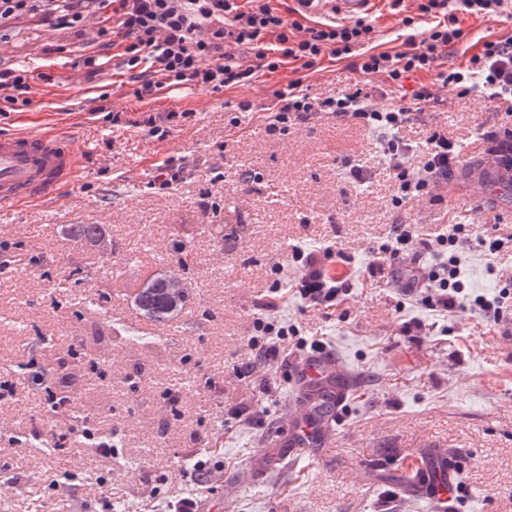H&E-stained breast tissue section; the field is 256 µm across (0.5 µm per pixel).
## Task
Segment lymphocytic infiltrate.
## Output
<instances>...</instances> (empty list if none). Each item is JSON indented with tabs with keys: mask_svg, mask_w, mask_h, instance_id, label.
<instances>
[{
	"mask_svg": "<svg viewBox=\"0 0 512 512\" xmlns=\"http://www.w3.org/2000/svg\"><path fill=\"white\" fill-rule=\"evenodd\" d=\"M390 2L392 9L402 13L404 25L419 23L423 29L402 50L370 54L358 50L374 31L366 18L306 25L285 16L271 0H98V5L112 12L111 26L102 28L101 33L119 37L124 46V64L139 83L134 94L140 99L185 84L214 91L243 87L284 65L295 63L300 69L311 70L329 57L349 60L352 69L379 78L385 86L402 84L418 73H432L457 97L479 93L512 112V35L484 41L466 65L445 64L467 36L462 26L464 18L484 19L510 11L512 0ZM78 3L0 0V20L29 12L48 26L75 28L84 21ZM245 49L251 51L250 59H243L241 52ZM432 97L431 88L422 83L410 97L387 106L371 103L359 88L319 100L310 97L298 78L289 81L286 90L277 92L272 121L284 126L327 112L377 130L383 158L406 200L447 179L459 156L455 143L436 130L428 139L421 166H409L410 148L399 139L398 132L425 111ZM414 235L411 225H394L390 244L382 248L392 265V276L401 282L403 295L421 297L428 310L441 314L465 299L485 321L497 323L512 316V287L502 286L491 298L468 291L459 271L460 252L467 243L460 229L437 236V246L447 255L439 266L425 272L399 267L400 257ZM334 255L330 245L312 251L293 247V262L305 268L295 285L305 306L329 310L341 304L345 283L324 269L325 260Z\"/></svg>",
	"mask_w": 512,
	"mask_h": 512,
	"instance_id": "1",
	"label": "lymphocytic infiltrate"
}]
</instances>
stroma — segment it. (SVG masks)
<instances>
[{
	"label": "stroma",
	"mask_w": 512,
	"mask_h": 512,
	"mask_svg": "<svg viewBox=\"0 0 512 512\" xmlns=\"http://www.w3.org/2000/svg\"><path fill=\"white\" fill-rule=\"evenodd\" d=\"M376 51L402 49L412 34L385 0L368 11ZM101 18L54 29L25 14L0 25V69L28 70L31 105L0 112V134L55 127L81 157L59 200L0 208V383L12 394L0 407L12 432L57 441L52 458L0 437V489L8 512H178L193 497L199 512H512V321L486 326L469 308L443 316L398 295L391 276L369 277L373 250L390 239L395 218L420 237L453 224L470 238L512 234V184L476 193L504 156L493 132L512 118L478 96L434 85L424 114L404 127L419 164L432 130L459 147L445 184L393 201L398 185L384 164L380 138L356 120L329 114L268 127L274 90L302 79L314 97L361 85L346 62L317 71L287 65L251 85L212 91L190 84L137 99L119 47L100 36ZM453 60L463 63L483 37L512 33V14L464 23ZM181 180L161 186L162 163ZM258 174L255 182L244 173ZM75 224H102L112 237L111 278L92 273L100 248L74 242ZM334 242L344 255L326 262L348 275L351 292L333 316L303 307L296 295L268 309L277 267L291 248ZM181 274L189 290L173 321L137 310L142 283L161 270ZM461 275L473 293L493 295L512 279V249L464 254ZM108 298L112 322L128 342L112 340L76 297ZM294 324L289 354L268 363L251 347L257 319ZM77 336L86 358L109 350L111 384L88 366L75 368L73 413L44 414L56 385L41 336ZM322 354L349 383L346 402L298 452L294 376ZM27 363L14 378L16 363ZM248 373H241L242 364ZM144 375L138 390L124 379ZM248 410V423L233 409ZM109 419L121 436L112 454L87 447L84 423ZM427 455L444 458L465 490L439 508L428 488L412 492L392 473ZM205 462L202 481L195 465Z\"/></svg>",
	"instance_id": "35a3bbf8"
}]
</instances>
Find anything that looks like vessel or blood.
Here are the masks:
<instances>
[{"label": "vessel or blood", "mask_w": 512, "mask_h": 512, "mask_svg": "<svg viewBox=\"0 0 512 512\" xmlns=\"http://www.w3.org/2000/svg\"><path fill=\"white\" fill-rule=\"evenodd\" d=\"M308 12L353 17L366 12L371 0H305ZM77 153L64 135L52 130L0 136V206L14 207L56 197L71 181ZM305 378L329 385L333 368L315 358L303 368Z\"/></svg>", "instance_id": "1"}]
</instances>
